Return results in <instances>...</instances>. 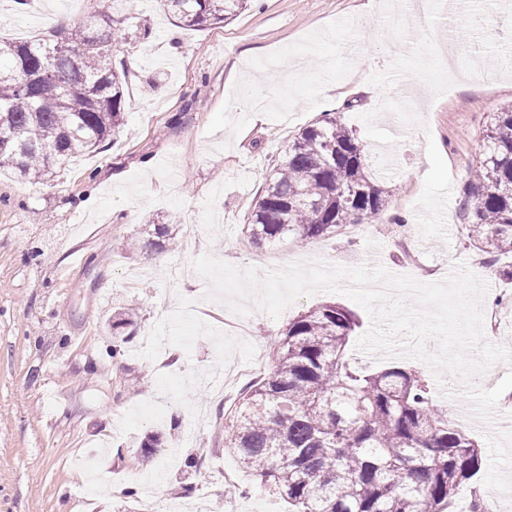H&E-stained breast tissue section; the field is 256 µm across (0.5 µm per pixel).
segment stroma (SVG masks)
<instances>
[{"label": "stroma", "instance_id": "stroma-1", "mask_svg": "<svg viewBox=\"0 0 512 512\" xmlns=\"http://www.w3.org/2000/svg\"><path fill=\"white\" fill-rule=\"evenodd\" d=\"M366 2L250 0L224 25L187 30L162 0H131L153 34L112 59L128 74L114 142L47 182L0 176V512H146L150 498L202 492L213 512H288L225 453L224 414L237 390L219 383L229 366L268 351L299 313L347 299L304 296L278 319L253 313L238 335L190 268L201 255L264 269L313 258L380 264L423 282L462 262L491 297H512V281L468 243L471 214L460 207L491 114L512 105V7L468 0L446 13L442 0H423L395 12L393 0H375L372 11ZM89 13L69 0L24 13L0 0V39H50ZM359 60L368 65L363 88ZM271 73L279 79L258 120L251 85ZM327 76L371 177L393 188L389 215L407 230L366 224L354 236L246 247L250 205L273 161L319 117ZM153 218L169 226L157 246ZM191 218L200 234L188 245ZM408 251L417 261L407 266ZM137 267L151 274L127 287L123 271ZM128 311L136 333L116 360L109 323ZM448 384L458 395L439 404L485 456L477 486L512 512V427L492 431L468 417L461 383ZM156 432L162 444L141 462L140 442ZM114 487L121 495L109 496ZM131 487L136 496H125Z\"/></svg>", "mask_w": 512, "mask_h": 512}]
</instances>
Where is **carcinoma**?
I'll return each mask as SVG.
<instances>
[{"label":"carcinoma","instance_id":"obj_1","mask_svg":"<svg viewBox=\"0 0 512 512\" xmlns=\"http://www.w3.org/2000/svg\"><path fill=\"white\" fill-rule=\"evenodd\" d=\"M61 42L0 40V173L40 183L95 152L124 124L125 74L112 54L152 33L129 0H93ZM247 0H166L190 29L231 19ZM389 191L366 174L363 148L334 112L301 129L254 200L250 245L338 236L382 220ZM462 206L470 244L512 280V107L494 113ZM359 326L330 301L277 334L273 365L245 386L224 416V449L246 473L288 502L290 512H456L460 486L483 466L476 441L448 425L426 379L413 369L354 367ZM135 335L128 313L112 317V357Z\"/></svg>","mask_w":512,"mask_h":512}]
</instances>
